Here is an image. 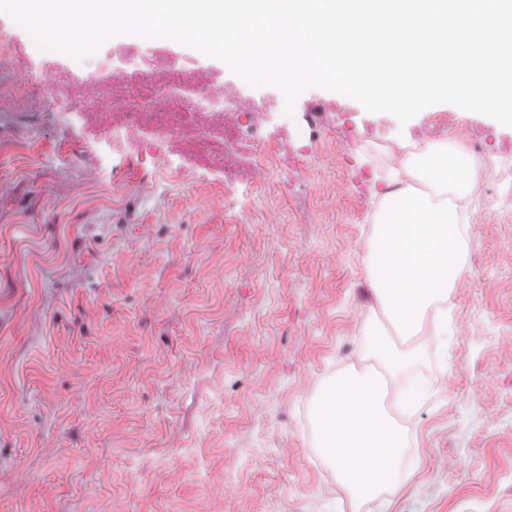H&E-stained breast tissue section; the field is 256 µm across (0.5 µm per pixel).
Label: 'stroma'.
I'll return each instance as SVG.
<instances>
[{
	"label": "stroma",
	"instance_id": "stroma-1",
	"mask_svg": "<svg viewBox=\"0 0 512 512\" xmlns=\"http://www.w3.org/2000/svg\"><path fill=\"white\" fill-rule=\"evenodd\" d=\"M0 40V512H353L314 443L319 383L359 365L377 190L342 146L288 177L276 223L220 193L92 180ZM457 142L493 119L437 104ZM454 338L389 512H512V201L477 200Z\"/></svg>",
	"mask_w": 512,
	"mask_h": 512
}]
</instances>
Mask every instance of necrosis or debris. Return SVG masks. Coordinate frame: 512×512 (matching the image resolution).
<instances>
[{
	"mask_svg": "<svg viewBox=\"0 0 512 512\" xmlns=\"http://www.w3.org/2000/svg\"><path fill=\"white\" fill-rule=\"evenodd\" d=\"M21 33L0 14L12 64L39 83L61 135L78 131L79 150L105 151L116 174L158 170L221 189L228 201L247 191L248 213L261 224L273 221L270 200L288 194L284 172L316 165L331 129L341 130L349 150L369 145L392 161L425 146L419 134H397L348 107L304 95L286 115L281 92L226 78L222 64L178 52L166 39L118 36L76 61L36 48ZM468 149L488 176L484 190L512 198V160L497 132L485 129Z\"/></svg>",
	"mask_w": 512,
	"mask_h": 512,
	"instance_id": "4bbe7bcc",
	"label": "necrosis or debris"
}]
</instances>
